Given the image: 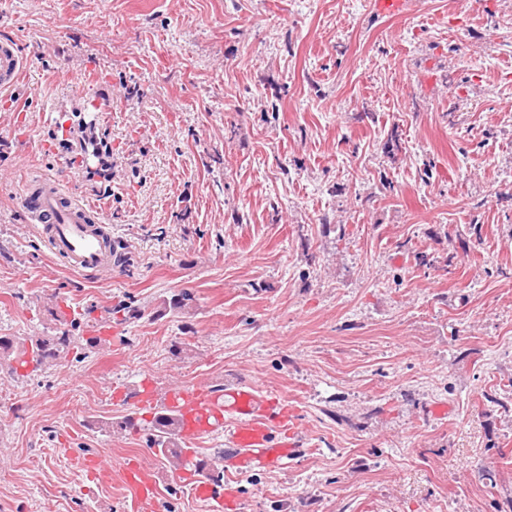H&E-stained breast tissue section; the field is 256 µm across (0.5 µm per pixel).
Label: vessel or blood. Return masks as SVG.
<instances>
[{"instance_id": "b4317fda", "label": "vessel or blood", "mask_w": 512, "mask_h": 512, "mask_svg": "<svg viewBox=\"0 0 512 512\" xmlns=\"http://www.w3.org/2000/svg\"><path fill=\"white\" fill-rule=\"evenodd\" d=\"M23 57L15 44L0 42V88L8 90L19 81ZM26 213L43 227L49 251L66 260L70 268L97 275L112 270V227L94 205L71 199L60 180L35 179L22 198ZM137 409L169 413L180 421L178 438L184 468L195 465L194 445L205 437L224 436L227 482L215 485L203 474H195L192 490L196 497L211 502L214 512H230L236 503L232 477L281 468L299 457L305 446V431L298 414L285 401L265 393L253 382H231L218 391L204 385L157 391L143 381L135 396ZM78 467L108 482L120 472L134 487L144 504L157 503L158 481L136 459L120 461L116 471L101 469L96 459H79Z\"/></svg>"}]
</instances>
